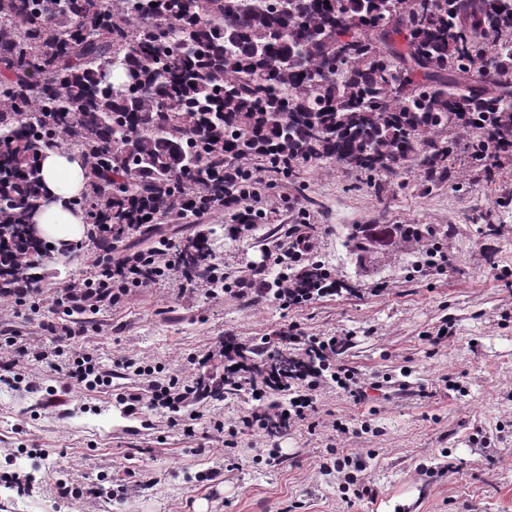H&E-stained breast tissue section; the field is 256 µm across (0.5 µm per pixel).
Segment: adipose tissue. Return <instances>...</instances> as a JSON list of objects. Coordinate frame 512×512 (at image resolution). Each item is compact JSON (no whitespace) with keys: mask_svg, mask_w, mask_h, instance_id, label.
<instances>
[{"mask_svg":"<svg viewBox=\"0 0 512 512\" xmlns=\"http://www.w3.org/2000/svg\"><path fill=\"white\" fill-rule=\"evenodd\" d=\"M39 166L51 200L36 215L35 222L48 244L60 248L86 238L90 227L81 213L72 211L69 200L85 187V167L77 152L52 148L39 158Z\"/></svg>","mask_w":512,"mask_h":512,"instance_id":"adipose-tissue-1","label":"adipose tissue"}]
</instances>
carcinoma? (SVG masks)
<instances>
[{
    "mask_svg": "<svg viewBox=\"0 0 512 512\" xmlns=\"http://www.w3.org/2000/svg\"><path fill=\"white\" fill-rule=\"evenodd\" d=\"M512 0H0V298L49 257L28 224L38 159L86 167L88 224L155 225L230 196L232 163L272 176L337 164L367 177L413 162L448 177L458 141L512 158ZM186 275L212 268L186 239ZM292 355L251 373L288 377Z\"/></svg>",
    "mask_w": 512,
    "mask_h": 512,
    "instance_id": "1",
    "label": "carcinoma"
}]
</instances>
